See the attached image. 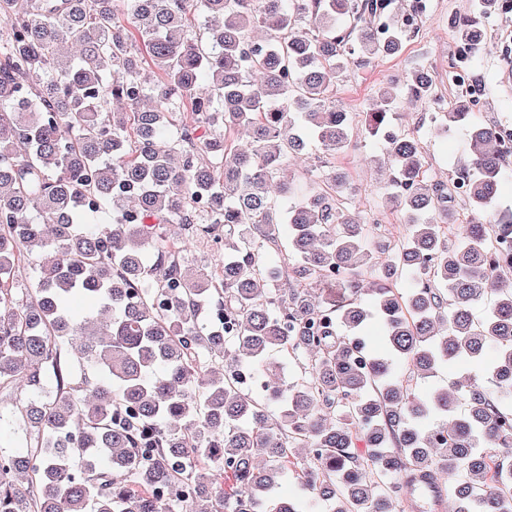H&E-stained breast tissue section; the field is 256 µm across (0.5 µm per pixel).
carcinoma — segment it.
I'll return each instance as SVG.
<instances>
[{"mask_svg":"<svg viewBox=\"0 0 512 512\" xmlns=\"http://www.w3.org/2000/svg\"><path fill=\"white\" fill-rule=\"evenodd\" d=\"M395 8L0 0V391L24 385L0 405L24 444L0 449V512H512V215L491 213L512 132L418 67L392 85L465 131L467 162L429 176L381 93L364 130L402 223L356 211L334 164L284 176L357 148L333 91L350 45L402 51ZM448 28L481 67L480 21Z\"/></svg>","mask_w":512,"mask_h":512,"instance_id":"obj_1","label":"carcinoma"}]
</instances>
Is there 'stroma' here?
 <instances>
[{
  "instance_id": "35a3bbf8",
  "label": "stroma",
  "mask_w": 512,
  "mask_h": 512,
  "mask_svg": "<svg viewBox=\"0 0 512 512\" xmlns=\"http://www.w3.org/2000/svg\"><path fill=\"white\" fill-rule=\"evenodd\" d=\"M423 20L417 32L405 43L401 53L375 58L366 65H349L336 85L335 98L346 111L359 115L368 110L370 103L385 90L390 89L392 78L404 76L415 67L423 66L436 79L434 92L437 97L455 102L459 90L449 82L448 73L457 67L461 58V42L448 29V20L477 14V0H422ZM512 46V11L494 14L484 25V64L477 72V80L487 89L480 104L483 120L512 130V110H504V99H512V85L502 83L501 54L504 45ZM399 124L413 130L422 141L432 175L438 178L453 173L464 154L462 135L444 137L434 130L429 116L428 103L400 95L397 107ZM379 144L370 137H363L361 147L337 163L348 172L359 192L355 204L360 211L386 210L385 198L378 186L386 180L385 173L371 169L370 156L380 154Z\"/></svg>"
}]
</instances>
